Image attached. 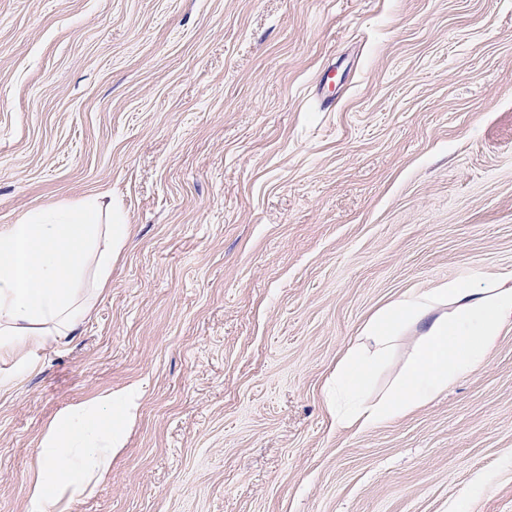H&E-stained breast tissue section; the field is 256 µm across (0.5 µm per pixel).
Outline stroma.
<instances>
[{"label": "stroma", "instance_id": "1", "mask_svg": "<svg viewBox=\"0 0 512 512\" xmlns=\"http://www.w3.org/2000/svg\"><path fill=\"white\" fill-rule=\"evenodd\" d=\"M92 194L130 242L0 390V512L58 412L141 381L70 512H512V329L386 426L325 388L408 289L512 271V0H0V225Z\"/></svg>", "mask_w": 512, "mask_h": 512}]
</instances>
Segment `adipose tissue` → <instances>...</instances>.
I'll list each match as a JSON object with an SVG mask.
<instances>
[{"mask_svg":"<svg viewBox=\"0 0 512 512\" xmlns=\"http://www.w3.org/2000/svg\"><path fill=\"white\" fill-rule=\"evenodd\" d=\"M129 234L124 214L106 209L99 195L35 209L0 226V360L14 367L13 376H0V389L81 328L108 288ZM407 324L418 325L419 335L393 385L373 397V378ZM510 326L512 272L402 294L368 320L363 344L337 363L331 387L337 424L359 432L426 405L482 366ZM144 392L140 385L105 391L53 418L35 453L29 512H68L72 501L97 492Z\"/></svg>","mask_w":512,"mask_h":512,"instance_id":"adipose-tissue-1","label":"adipose tissue"}]
</instances>
